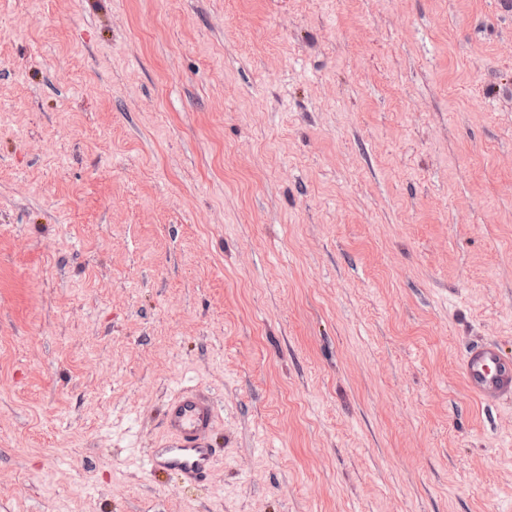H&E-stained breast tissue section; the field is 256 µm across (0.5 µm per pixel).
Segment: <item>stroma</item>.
<instances>
[{
    "label": "stroma",
    "mask_w": 512,
    "mask_h": 512,
    "mask_svg": "<svg viewBox=\"0 0 512 512\" xmlns=\"http://www.w3.org/2000/svg\"><path fill=\"white\" fill-rule=\"evenodd\" d=\"M512 6L0 0V512H512ZM208 393L207 479L152 474ZM468 390L484 402H495L512 394V362H506L488 345L469 349L462 361Z\"/></svg>",
    "instance_id": "obj_1"
}]
</instances>
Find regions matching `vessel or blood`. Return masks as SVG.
<instances>
[{
  "label": "vessel or blood",
  "instance_id": "vessel-or-blood-1",
  "mask_svg": "<svg viewBox=\"0 0 512 512\" xmlns=\"http://www.w3.org/2000/svg\"><path fill=\"white\" fill-rule=\"evenodd\" d=\"M468 390L485 402L512 394V362L501 359L488 345L469 349L462 361ZM216 407L205 393L181 390L163 409L165 435L147 456L150 471H173L188 482L204 481L217 455L209 438L216 423Z\"/></svg>",
  "mask_w": 512,
  "mask_h": 512
}]
</instances>
